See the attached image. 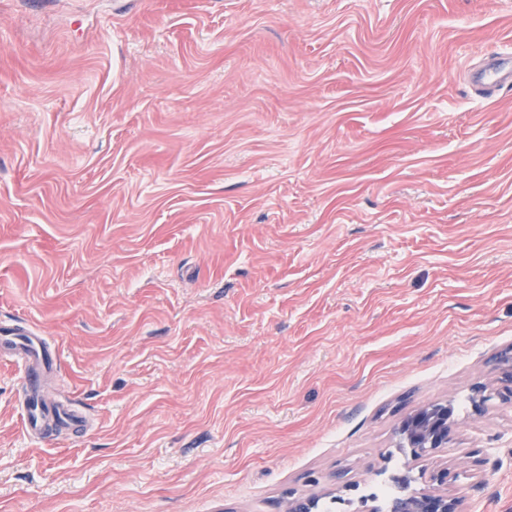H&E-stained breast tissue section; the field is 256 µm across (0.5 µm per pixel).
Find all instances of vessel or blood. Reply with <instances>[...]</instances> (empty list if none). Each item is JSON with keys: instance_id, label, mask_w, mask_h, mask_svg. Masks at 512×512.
<instances>
[{"instance_id": "b4317fda", "label": "vessel or blood", "mask_w": 512, "mask_h": 512, "mask_svg": "<svg viewBox=\"0 0 512 512\" xmlns=\"http://www.w3.org/2000/svg\"><path fill=\"white\" fill-rule=\"evenodd\" d=\"M474 79L482 95L490 96L503 87H512V53H497L488 58L475 73ZM0 346L18 356L24 370L30 396L22 412L24 428L28 435L45 436L48 425L57 424L74 430L86 427V416L74 409L67 400L51 401L42 396L40 382L48 367L42 350L41 339L35 336L26 323L13 326L7 336H0Z\"/></svg>"}]
</instances>
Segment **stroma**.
Here are the masks:
<instances>
[{
	"instance_id": "1",
	"label": "stroma",
	"mask_w": 512,
	"mask_h": 512,
	"mask_svg": "<svg viewBox=\"0 0 512 512\" xmlns=\"http://www.w3.org/2000/svg\"><path fill=\"white\" fill-rule=\"evenodd\" d=\"M512 0H0V512H512ZM454 406L446 447H397ZM480 93L491 96L503 87H512V53H496L475 73ZM11 331L12 336H0V346L8 348L19 357L26 386L31 391L28 404L22 408L27 434L46 438L49 436L46 429L50 423L74 430L84 429L88 424L86 416L74 409L64 397L54 402L41 395L40 382L48 367L41 336H35L32 327L26 323L14 325ZM389 512H459V500L439 489L421 492L417 497L404 496L395 501Z\"/></svg>"
}]
</instances>
